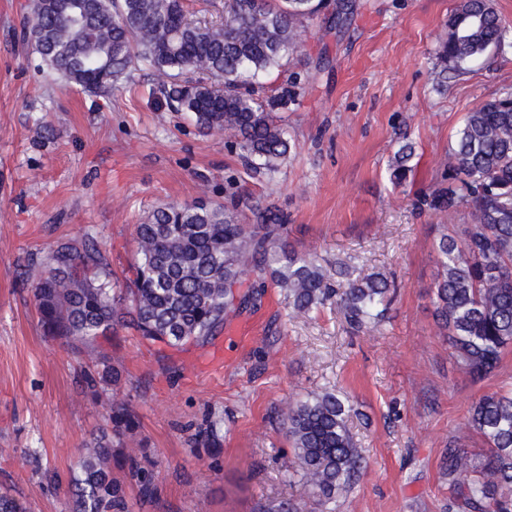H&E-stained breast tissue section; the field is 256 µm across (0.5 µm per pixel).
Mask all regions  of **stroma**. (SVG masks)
<instances>
[{"label": "stroma", "instance_id": "35a3bbf8", "mask_svg": "<svg viewBox=\"0 0 512 512\" xmlns=\"http://www.w3.org/2000/svg\"><path fill=\"white\" fill-rule=\"evenodd\" d=\"M351 2L340 31L319 19L297 28L286 69L308 82L278 111L292 150L257 174L224 133L200 132L151 95L150 71L100 97L44 78L17 42L28 0H0V485L31 512H69L62 479L115 403L133 412L126 443L155 475L152 496L127 485L129 512H276L305 498L280 409L312 391L348 396L367 460L335 512H448V447L485 455L465 422L481 396L512 388V347L477 383L451 356L430 296L443 219L422 201L464 115L512 91V53L441 88L436 49L457 0ZM406 137L412 171L396 188L388 166ZM201 197L275 205L289 246L316 254L338 284L351 268L385 274L395 293L384 321L353 329L333 303L296 319L269 288L233 317L249 339L225 341L222 380L198 369L207 348L151 345L119 326L106 349L120 382L90 389L91 345L44 336L25 265L89 232L125 277L136 224Z\"/></svg>", "mask_w": 512, "mask_h": 512}]
</instances>
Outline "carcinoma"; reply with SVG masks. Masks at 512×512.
I'll return each instance as SVG.
<instances>
[{
	"mask_svg": "<svg viewBox=\"0 0 512 512\" xmlns=\"http://www.w3.org/2000/svg\"><path fill=\"white\" fill-rule=\"evenodd\" d=\"M324 0H224L219 22L189 18V0H29L22 41L36 69L83 92L102 95L144 67L159 77L157 93L201 130L228 134L245 165L273 171L291 144L276 110L295 100L299 81L267 87L259 77L282 68L298 51L295 29L318 15ZM512 50V28L494 0H459L438 42L443 68L463 74L485 54ZM406 143L390 162L402 185L414 149ZM429 206L453 221L434 243L438 272L431 291L437 327L451 356L474 381L498 367L512 346V93L466 114ZM254 222L223 204L162 203L135 229L134 291L112 282L93 237L59 244L48 260L25 266L38 320L56 339L94 343L130 318L144 339L178 347L217 335L236 311L230 287L246 289L239 304L261 302L266 282L280 289L296 316L334 296L347 321L375 328L390 300L380 273L349 281L337 294L317 256L287 249L284 217L274 205L252 211ZM352 407L336 393H311L288 404L283 426L294 450L303 502L279 512H331L354 485L365 459L349 434ZM111 431L80 448L68 483L74 512H127L124 481L112 475L114 449L136 428L131 411L114 405ZM467 426L489 447L483 458L448 448V512H512V390L480 397ZM126 476L148 488L150 473L131 451ZM0 512H29L0 490Z\"/></svg>",
	"mask_w": 512,
	"mask_h": 512,
	"instance_id": "obj_1",
	"label": "carcinoma"
}]
</instances>
